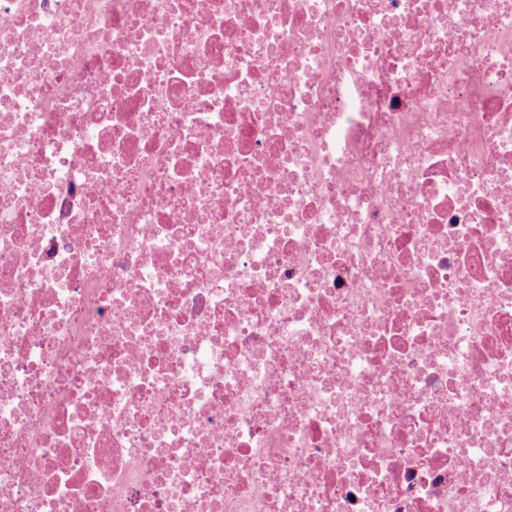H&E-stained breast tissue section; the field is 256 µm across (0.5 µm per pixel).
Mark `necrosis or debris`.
<instances>
[{
  "mask_svg": "<svg viewBox=\"0 0 512 512\" xmlns=\"http://www.w3.org/2000/svg\"><path fill=\"white\" fill-rule=\"evenodd\" d=\"M0 512H512V0H0Z\"/></svg>",
  "mask_w": 512,
  "mask_h": 512,
  "instance_id": "1",
  "label": "necrosis or debris"
}]
</instances>
